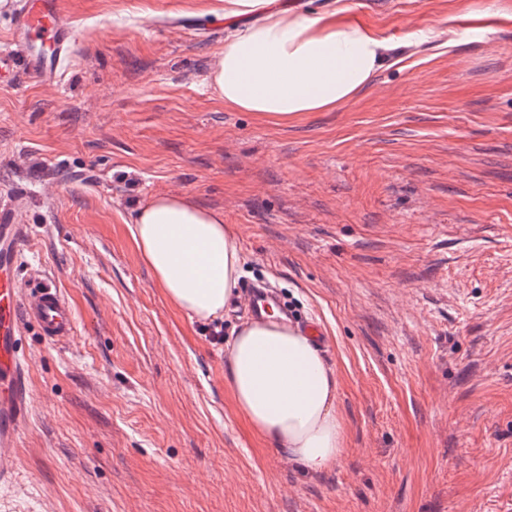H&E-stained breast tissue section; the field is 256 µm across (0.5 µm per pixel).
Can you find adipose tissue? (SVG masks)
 Returning a JSON list of instances; mask_svg holds the SVG:
<instances>
[{
    "instance_id": "1",
    "label": "adipose tissue",
    "mask_w": 512,
    "mask_h": 512,
    "mask_svg": "<svg viewBox=\"0 0 512 512\" xmlns=\"http://www.w3.org/2000/svg\"><path fill=\"white\" fill-rule=\"evenodd\" d=\"M274 0H225L224 12L262 8L213 64L225 106L288 123L336 109L365 89L390 59L392 41L346 18L274 8ZM133 237L171 301L209 321L238 296L242 258L224 215L178 195H157L134 215ZM224 378L252 430L305 470L331 468L344 430L337 379L312 336L271 318L243 323L227 346Z\"/></svg>"
}]
</instances>
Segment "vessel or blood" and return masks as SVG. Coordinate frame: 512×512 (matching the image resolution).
I'll return each instance as SVG.
<instances>
[{
	"mask_svg": "<svg viewBox=\"0 0 512 512\" xmlns=\"http://www.w3.org/2000/svg\"><path fill=\"white\" fill-rule=\"evenodd\" d=\"M75 40L70 16L59 0H15L6 43L0 45V71L22 68L43 85L59 83ZM27 198L20 193L0 199V485L15 476L20 433L29 417V362L21 353L23 327L37 326L44 339L67 343L76 319L58 284L50 277L19 280L17 270L32 236L20 214ZM245 297L257 317L281 307L279 292L249 285Z\"/></svg>",
	"mask_w": 512,
	"mask_h": 512,
	"instance_id": "obj_1",
	"label": "vessel or blood"
}]
</instances>
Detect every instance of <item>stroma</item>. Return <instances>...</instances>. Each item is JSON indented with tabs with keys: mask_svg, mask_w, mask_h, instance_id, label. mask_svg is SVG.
Returning a JSON list of instances; mask_svg holds the SVG:
<instances>
[{
	"mask_svg": "<svg viewBox=\"0 0 512 512\" xmlns=\"http://www.w3.org/2000/svg\"><path fill=\"white\" fill-rule=\"evenodd\" d=\"M340 1L397 61L285 124L209 83L263 16L224 0H62L59 85L0 75V194L26 193L34 227L20 273L53 277L76 317L66 345L25 328L0 512H512V0H277ZM159 194L223 212L240 284L321 325L346 431L331 469L237 411L209 334L245 304L201 321L158 288L131 227Z\"/></svg>",
	"mask_w": 512,
	"mask_h": 512,
	"instance_id": "stroma-1",
	"label": "stroma"
}]
</instances>
